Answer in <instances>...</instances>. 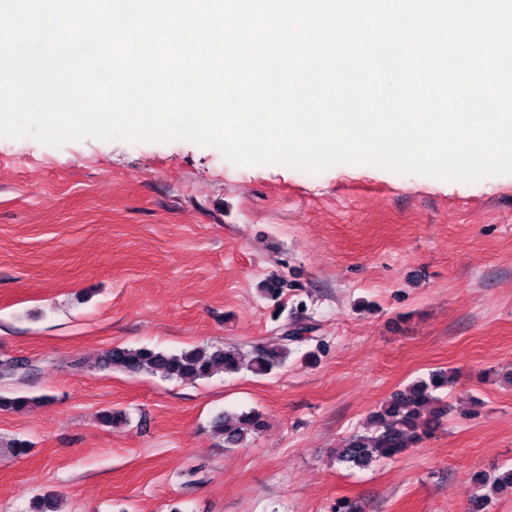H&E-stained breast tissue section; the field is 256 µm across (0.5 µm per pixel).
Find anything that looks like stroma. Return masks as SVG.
I'll return each mask as SVG.
<instances>
[{
    "instance_id": "1",
    "label": "stroma",
    "mask_w": 512,
    "mask_h": 512,
    "mask_svg": "<svg viewBox=\"0 0 512 512\" xmlns=\"http://www.w3.org/2000/svg\"><path fill=\"white\" fill-rule=\"evenodd\" d=\"M281 282L279 300L262 292ZM306 328L274 375L168 380L115 347L250 353ZM0 512H471L512 469V174L474 183L236 166L189 141L0 137ZM456 373L436 434L368 468L335 450L413 380ZM125 413L107 426L105 410ZM265 430L225 447L221 411ZM29 442L26 456L13 440Z\"/></svg>"
}]
</instances>
